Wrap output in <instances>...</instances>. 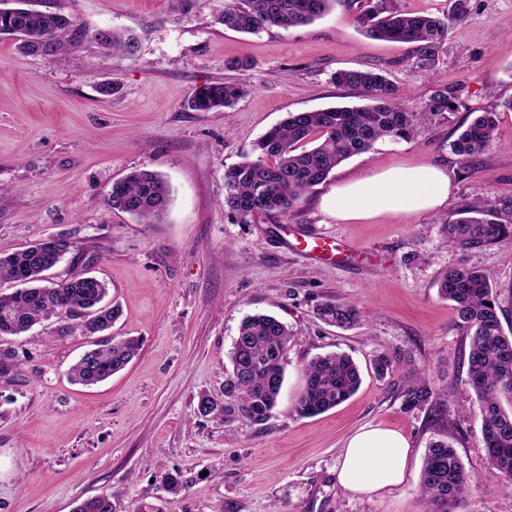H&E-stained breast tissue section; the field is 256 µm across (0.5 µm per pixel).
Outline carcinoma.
<instances>
[{"label":"carcinoma","mask_w":512,"mask_h":512,"mask_svg":"<svg viewBox=\"0 0 512 512\" xmlns=\"http://www.w3.org/2000/svg\"><path fill=\"white\" fill-rule=\"evenodd\" d=\"M21 6L0 8V34L19 38V49L34 56H53L60 39L78 42L82 32L72 17L62 12L34 8L36 0H18ZM469 0H454L448 14L401 12L396 0H364L360 22L374 39L415 45L420 69L436 70L454 20L467 14ZM335 0H224L221 21L239 32L255 34L269 28L288 30L321 18ZM95 41L106 56L133 57L139 42L132 34L100 30ZM338 86L359 89L370 104L364 107H332L313 112L290 113L270 128L257 144L259 156L224 171V211L247 219L253 215H288L304 196L344 160L366 153L384 137L409 139L435 119L455 112L457 92L448 87L433 91L421 112H409L399 89L384 74L372 70H338L332 76ZM248 89L233 82L212 83L200 89L190 102L199 112L233 107ZM497 117L482 112L450 143L453 154L467 161L494 140ZM169 186L157 173L132 171L121 179L122 202L107 198V206L151 224L165 210ZM444 229L466 251H480L512 237V222H502L484 200L465 203ZM74 248L59 236L55 249L35 243L0 257V280L20 284L0 294V336H20L32 327L53 320L56 333L66 335L78 324L91 335L112 327L120 317L117 304H108L106 283L84 272H74L51 283L45 273ZM443 298L454 303L458 326L469 336L467 382L474 391L483 419V447L488 473L512 480V336L505 335L499 305L488 276L476 267L448 269L439 279ZM317 315L327 324L350 328L360 322L359 309L348 303L320 304ZM293 336L279 319L264 314L245 317L230 352L231 369L225 372L223 397L202 394L197 415L224 423L239 421L264 425L273 416L285 380L286 350ZM139 339L114 336L97 343L69 369L71 382L93 386L121 371L138 354ZM401 362L397 352L375 356L373 368L382 377ZM22 362L16 351L0 348V378L12 379ZM361 385L358 365L345 353H328L312 359L304 370V385L295 400V411L313 417L335 408L354 395ZM441 394L421 378L406 386L407 408L439 405ZM477 476L466 472L446 440H434L427 448L420 476V494L430 512H452L466 500ZM161 487L176 495L184 488L181 474L165 472ZM74 512H115L112 498L82 500Z\"/></svg>","instance_id":"carcinoma-1"}]
</instances>
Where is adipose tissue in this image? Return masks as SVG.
Segmentation results:
<instances>
[{
  "instance_id": "obj_1",
  "label": "adipose tissue",
  "mask_w": 512,
  "mask_h": 512,
  "mask_svg": "<svg viewBox=\"0 0 512 512\" xmlns=\"http://www.w3.org/2000/svg\"><path fill=\"white\" fill-rule=\"evenodd\" d=\"M452 194L447 173L433 164L394 166L339 180L321 199V208L340 223L386 215L419 214L444 206ZM412 449L400 433L367 425L342 449L336 468L339 486L354 495L392 491L406 479Z\"/></svg>"
}]
</instances>
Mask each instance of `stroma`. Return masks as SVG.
Listing matches in <instances>:
<instances>
[{"label": "stroma", "mask_w": 512, "mask_h": 512, "mask_svg": "<svg viewBox=\"0 0 512 512\" xmlns=\"http://www.w3.org/2000/svg\"><path fill=\"white\" fill-rule=\"evenodd\" d=\"M469 6L433 73L416 67L412 45L364 36L362 0H337L305 27L257 34L224 27V0H39L40 9L72 15L83 38L45 58L0 35V254L69 235L76 248L56 278L92 266L122 309L112 335L142 340L122 371L83 387L68 378L91 347L81 328L57 336L38 325L7 338L31 358L14 379H0V512H73L97 495L110 496L116 512H427L420 472L429 442L443 436L480 476L459 512H512V490L484 473L469 339L438 290L448 268H481L512 333V243L471 252L442 232L475 198L512 220V112L499 108L512 98V0ZM102 29L134 32L138 55L101 57L93 36ZM340 69L382 72L412 112L441 85L458 90L461 106L411 139L385 138L343 161L288 216L225 214V169L255 159L256 142L288 113L365 105L359 90L332 82ZM224 81L246 86L247 96L224 111L189 108L197 89ZM104 85L111 94H101ZM493 109V144L460 162L450 142L472 113ZM427 162L453 183L437 211L339 223L318 206L340 177ZM134 170L169 184L155 223L105 204ZM291 226L341 238L357 254L344 265L312 260L286 247ZM327 300L354 304L360 322L325 324L316 307ZM256 313L294 333L274 416L261 426L196 416L200 394L221 396L239 325ZM385 349L404 361L381 378L373 358ZM335 351L359 365L358 391L323 414L298 416L305 365ZM421 377L443 393L439 408L405 407L404 387ZM368 424L401 433L413 449L406 482L371 499L336 482L348 437ZM173 469L187 485L168 496L158 479Z\"/></svg>", "instance_id": "1"}]
</instances>
